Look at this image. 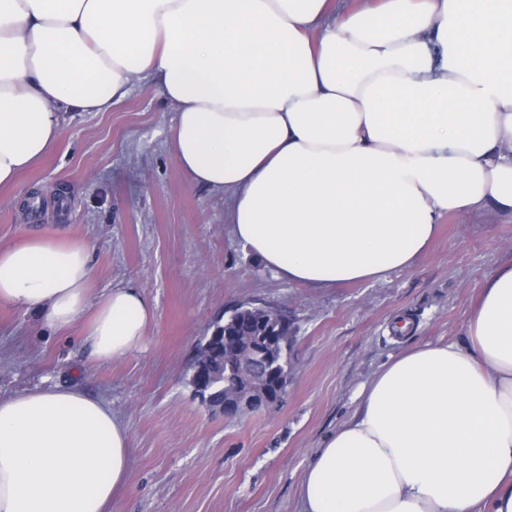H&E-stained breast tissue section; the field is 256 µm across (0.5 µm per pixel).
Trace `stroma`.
I'll return each mask as SVG.
<instances>
[{
  "label": "stroma",
  "mask_w": 512,
  "mask_h": 512,
  "mask_svg": "<svg viewBox=\"0 0 512 512\" xmlns=\"http://www.w3.org/2000/svg\"><path fill=\"white\" fill-rule=\"evenodd\" d=\"M173 111L145 84L109 112H71L59 142L0 188V246L60 232L93 247L94 292L141 288L156 316L142 349L95 363L79 328L0 305V396L77 385L126 423L131 465L112 512H298L302 473L358 406L362 384L407 343L458 339L496 269L512 264V215L445 216L409 269L316 289L282 281L231 239L222 196L188 185L170 143ZM245 302L292 315L287 393L227 418L186 383L196 345ZM398 315L410 337L395 336Z\"/></svg>",
  "instance_id": "1"
}]
</instances>
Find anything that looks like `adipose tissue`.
<instances>
[{
	"label": "adipose tissue",
	"mask_w": 512,
	"mask_h": 512,
	"mask_svg": "<svg viewBox=\"0 0 512 512\" xmlns=\"http://www.w3.org/2000/svg\"><path fill=\"white\" fill-rule=\"evenodd\" d=\"M0 0V188L135 83L174 110L189 185L232 238L310 288L411 268L443 217L512 213V0ZM88 243L0 246V303L79 327L94 362L142 346L139 289L92 295ZM306 465L299 512H512V265L456 342L416 344ZM130 439L77 386L0 397V512H112Z\"/></svg>",
	"instance_id": "ef3b65f1"
}]
</instances>
